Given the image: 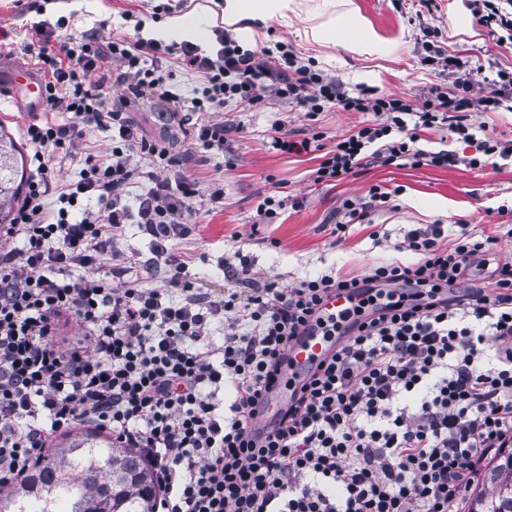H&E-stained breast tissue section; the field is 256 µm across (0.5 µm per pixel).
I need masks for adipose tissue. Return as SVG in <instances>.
Returning <instances> with one entry per match:
<instances>
[{
	"label": "adipose tissue",
	"mask_w": 512,
	"mask_h": 512,
	"mask_svg": "<svg viewBox=\"0 0 512 512\" xmlns=\"http://www.w3.org/2000/svg\"><path fill=\"white\" fill-rule=\"evenodd\" d=\"M302 11L310 19L305 35L311 41L337 42L359 56L382 53L380 40L354 11L351 0H318L310 8L302 0H223L222 20L227 26L243 20H287Z\"/></svg>",
	"instance_id": "ef3b65f1"
}]
</instances>
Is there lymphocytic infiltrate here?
<instances>
[{"label":"lymphocytic infiltrate","mask_w":512,"mask_h":512,"mask_svg":"<svg viewBox=\"0 0 512 512\" xmlns=\"http://www.w3.org/2000/svg\"><path fill=\"white\" fill-rule=\"evenodd\" d=\"M40 34L47 96L28 140L82 168L60 184L38 166L0 226V488L25 476L58 431L85 423L139 450L161 489L155 512H465L486 460L512 447V263L487 269L495 236L464 228L445 248L439 225L416 228L397 244L415 262L288 288L262 279L238 251L216 293L171 249L196 231L198 190L168 172L193 149L223 151L229 130L209 113L260 103L268 88L311 120L332 107L370 115L318 156L313 182L336 183L373 162L474 167L479 155L512 153L499 140H475L465 122L512 96V72L498 71L478 97L464 76L460 94L433 90L416 103L349 95L282 43L277 82L266 86L265 60L221 28L212 55L189 42L92 33L56 45L51 27ZM168 58L177 69L162 67ZM180 70L200 87L196 119L182 130L187 149L174 154L113 109L106 91L120 84L128 100L171 101ZM59 112L72 123H58ZM443 125L476 141L478 156L420 149L422 133ZM95 128L111 131L108 146L87 143ZM82 197L96 198V210L71 215ZM392 198L374 185L366 199L345 200L333 234L391 208ZM131 223L167 266L164 287L149 286L145 265L120 248ZM484 269L488 292L471 285ZM344 291L351 308L323 320V302ZM68 316L83 332L62 351L53 338ZM217 320L219 346L210 340ZM310 329L338 342L266 417L288 345Z\"/></svg>","instance_id":"obj_1"}]
</instances>
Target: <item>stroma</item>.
<instances>
[{"instance_id": "35a3bbf8", "label": "stroma", "mask_w": 512, "mask_h": 512, "mask_svg": "<svg viewBox=\"0 0 512 512\" xmlns=\"http://www.w3.org/2000/svg\"><path fill=\"white\" fill-rule=\"evenodd\" d=\"M166 10H159V2ZM354 7L384 43V55L365 59L341 45H318L306 39V15L289 22L277 19L254 23L252 31L236 32L243 49L261 53L283 42L300 56L314 60L325 74L340 79L349 94L367 89L378 95H396L416 101L436 89L457 93L453 74L441 67L424 65L431 47L464 61L475 89L487 88L498 70L512 71V44L477 23L469 0H437L434 11L416 18L417 0H352ZM193 13L206 39L203 53L216 49L213 31L221 26L213 0H0V70L16 63L36 64L37 35L41 25H56L58 41L79 40L89 32L118 33L129 40L151 38L167 16ZM114 107L124 108L146 135L177 144L181 133L167 115L166 102L154 99L125 104L123 86L107 91ZM232 134L223 152L201 153L184 169H172L171 178L187 173L198 184L192 201L193 219L200 229L186 240L176 241L174 252L189 261L191 272L215 288L224 285L221 264L235 250L250 255L262 277L288 285L293 281L335 270L348 277L360 276L376 265L413 261L412 252L395 250L407 231L428 224L442 225L444 239H451L458 225L477 233L493 234L496 225H512V157H484L481 166L395 167L372 164L335 184H316L310 178L313 154H282L268 147L274 126L284 123L291 139L302 140L322 132L325 145L350 133L365 121L361 112L333 108L309 121L301 107L266 94L262 103L231 102L216 112ZM375 184L399 188L395 207L371 212L364 223L353 225L346 237L334 238L328 227L344 200L366 196ZM223 189V203H212L214 189ZM302 199L297 209H287L280 223L254 225L258 202L276 189ZM281 242L266 247L265 238Z\"/></svg>"}]
</instances>
